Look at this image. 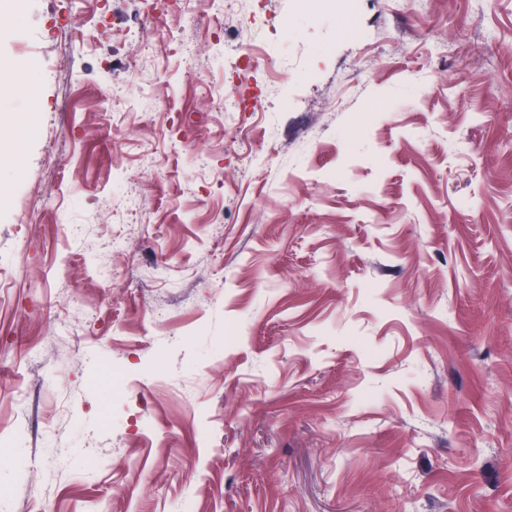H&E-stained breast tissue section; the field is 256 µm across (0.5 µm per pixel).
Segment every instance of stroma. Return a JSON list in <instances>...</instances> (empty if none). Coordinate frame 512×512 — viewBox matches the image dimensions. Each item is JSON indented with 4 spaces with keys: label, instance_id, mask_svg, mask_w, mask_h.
I'll return each mask as SVG.
<instances>
[{
    "label": "stroma",
    "instance_id": "1",
    "mask_svg": "<svg viewBox=\"0 0 512 512\" xmlns=\"http://www.w3.org/2000/svg\"><path fill=\"white\" fill-rule=\"evenodd\" d=\"M139 7L0 15V512H512V0Z\"/></svg>",
    "mask_w": 512,
    "mask_h": 512
}]
</instances>
